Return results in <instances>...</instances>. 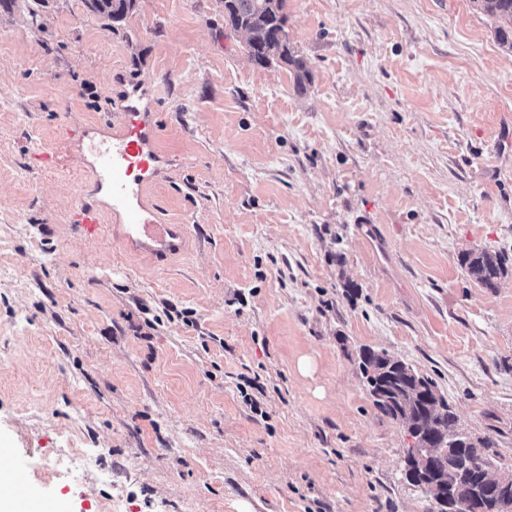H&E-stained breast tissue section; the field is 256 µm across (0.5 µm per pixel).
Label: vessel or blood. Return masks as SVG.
Instances as JSON below:
<instances>
[{
    "label": "vessel or blood",
    "instance_id": "vessel-or-blood-1",
    "mask_svg": "<svg viewBox=\"0 0 512 512\" xmlns=\"http://www.w3.org/2000/svg\"><path fill=\"white\" fill-rule=\"evenodd\" d=\"M62 136L77 142L89 162L88 182L107 199L102 205L90 200L85 192L76 194L70 221L85 237L101 235L104 215L109 212L118 220L113 238L127 251L160 257L182 253L185 225L160 223L143 199L146 187L156 180L166 162L150 106L130 100L118 131L67 127ZM0 502L9 512H51L53 507L49 497L29 483L26 472L8 459L0 461Z\"/></svg>",
    "mask_w": 512,
    "mask_h": 512
}]
</instances>
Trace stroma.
Listing matches in <instances>:
<instances>
[{"label": "stroma", "mask_w": 512, "mask_h": 512, "mask_svg": "<svg viewBox=\"0 0 512 512\" xmlns=\"http://www.w3.org/2000/svg\"><path fill=\"white\" fill-rule=\"evenodd\" d=\"M285 11L302 93L248 59L224 0L118 24L0 0V448L62 512H430L365 346L512 470V275L460 262L512 256V50L474 0ZM135 89L168 160L148 200L189 229L161 263L68 221L86 177L59 128L118 125ZM468 275L485 288H495L501 277L509 273L511 261L505 253L470 252L461 257Z\"/></svg>", "instance_id": "1"}]
</instances>
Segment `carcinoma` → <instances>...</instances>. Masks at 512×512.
<instances>
[{
  "instance_id": "1",
  "label": "carcinoma",
  "mask_w": 512,
  "mask_h": 512,
  "mask_svg": "<svg viewBox=\"0 0 512 512\" xmlns=\"http://www.w3.org/2000/svg\"><path fill=\"white\" fill-rule=\"evenodd\" d=\"M91 11L118 23L134 8L135 0H86ZM286 0H224V25L233 32L245 30L250 35L246 45L252 63L266 67L280 62L291 67L294 82L304 87L309 73L301 59L294 55L288 38ZM496 24L499 43L512 48V0H473ZM461 265L468 275L485 288H494L500 278L509 273L512 259L500 252H470L461 257ZM360 372L365 379L374 405L387 417L402 423L408 430L423 433V439L448 436L447 453L427 469L425 483L444 475L448 481L462 486L468 495L483 487L489 479L487 458L483 449L491 447L486 439H467L465 448L453 447L461 431L458 417L447 402L441 410L430 415L413 392L412 367L390 364V358L381 352L365 349L360 355ZM388 384L394 392L384 401L378 396L381 385ZM480 512H512V475L500 487L479 494Z\"/></svg>"
}]
</instances>
